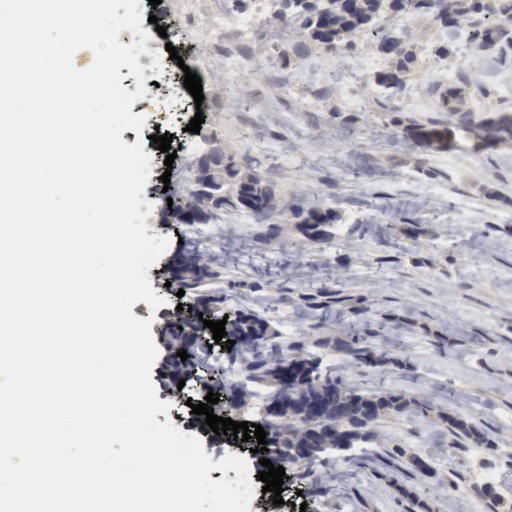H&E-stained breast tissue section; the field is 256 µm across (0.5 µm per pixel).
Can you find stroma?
<instances>
[{
  "label": "stroma",
  "instance_id": "stroma-1",
  "mask_svg": "<svg viewBox=\"0 0 512 512\" xmlns=\"http://www.w3.org/2000/svg\"><path fill=\"white\" fill-rule=\"evenodd\" d=\"M150 35L138 58L147 93L134 106L146 118L142 131L124 130L129 145L142 143L151 157L142 197L152 202L149 232L169 237L167 252L147 275L167 300L150 309L133 305L140 319H152L159 349L151 380L159 401L169 403V421L201 437L212 461L235 444L212 441L190 426V403L206 392L199 377L177 381L171 373L180 346L171 322L179 308H195L200 296L216 301V319L254 311L280 335L281 344L302 346L320 360L321 373L368 392H400L427 398L428 418L385 415L375 425V447L402 449L426 458L431 479L382 477L361 466L360 448L350 449L344 466L329 463L332 491L305 492L294 473L283 481V505L255 490L251 512H411L413 501L429 512H512V486H498L501 504L484 493L486 476H512V136L483 147L476 122L512 115V100L496 85L512 80V56L487 55L482 76L453 53L432 60L423 51L443 42V28L428 16L412 15L405 46L417 61L399 95L376 81L390 66L368 33L355 34L349 49L333 52L309 43L289 27L287 56L270 43L234 28H223L224 0H140ZM157 23H149V16ZM178 60H171V52ZM246 59L229 68L225 54ZM161 68H153L154 55ZM378 60V68L361 62ZM194 67L202 82L217 79L218 92L202 103L186 97L184 112L160 116L163 88L158 72L183 77ZM465 87L455 111L440 109L439 89ZM199 133L187 132L195 113ZM448 126V146L425 150L404 134L412 122ZM172 134V167L152 141L154 132ZM220 143L241 174L259 173L274 186L278 207L264 220L243 209H227L210 230L216 241L232 232V246L210 248L213 276L202 287L178 294L167 284L183 250L195 247L185 225L172 221L169 201H180L193 176L199 143ZM169 183H162V174ZM306 203L335 211L323 241L306 238L293 212ZM337 301L313 310L304 297L320 289ZM376 332L379 343L398 352L402 364L362 371L337 351V341ZM495 441L494 452L451 433L445 414ZM408 493H401V486Z\"/></svg>",
  "mask_w": 512,
  "mask_h": 512
}]
</instances>
